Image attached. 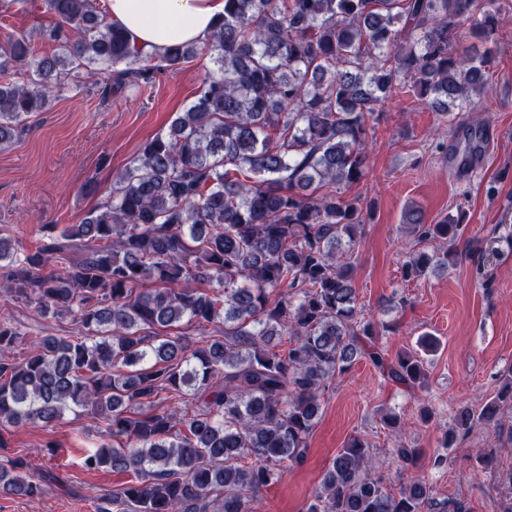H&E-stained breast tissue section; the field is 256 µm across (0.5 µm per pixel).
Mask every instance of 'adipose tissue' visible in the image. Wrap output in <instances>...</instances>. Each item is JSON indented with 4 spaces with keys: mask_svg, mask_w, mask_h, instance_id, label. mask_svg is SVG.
I'll return each mask as SVG.
<instances>
[{
    "mask_svg": "<svg viewBox=\"0 0 512 512\" xmlns=\"http://www.w3.org/2000/svg\"><path fill=\"white\" fill-rule=\"evenodd\" d=\"M114 23L148 52L204 41L224 12V0H106Z\"/></svg>",
    "mask_w": 512,
    "mask_h": 512,
    "instance_id": "obj_1",
    "label": "adipose tissue"
}]
</instances>
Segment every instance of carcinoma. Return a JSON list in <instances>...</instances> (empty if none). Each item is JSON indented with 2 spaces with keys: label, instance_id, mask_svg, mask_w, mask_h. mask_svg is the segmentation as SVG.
Returning <instances> with one entry per match:
<instances>
[{
  "label": "carcinoma",
  "instance_id": "carcinoma-1",
  "mask_svg": "<svg viewBox=\"0 0 512 512\" xmlns=\"http://www.w3.org/2000/svg\"><path fill=\"white\" fill-rule=\"evenodd\" d=\"M45 2L57 52L34 59L24 35L0 47V73L32 71L0 81V146L81 66L107 75L106 93L176 70L200 47L216 72L80 223L43 225L33 252L0 238L13 300L82 327L28 336L0 316V430L79 409L104 423L114 444L83 468L134 478L97 512H253L263 488L305 462L322 397L360 358L397 384L425 383L422 354L437 339L390 360L356 306L352 255L372 204L341 189L364 178L369 122L393 94L406 89L451 121L487 92L492 52L468 55L451 37L466 24L496 43L499 12L492 0H224L204 42L146 54L92 0ZM471 128L464 166L480 154L482 124ZM406 221L421 241L452 243L465 213L428 224L410 210ZM455 261L450 248L419 249L403 277ZM503 407L512 409V382L480 412L459 410L442 447ZM416 454L401 440L391 449L402 472ZM46 481L21 459L0 466L8 493L35 500ZM306 512L467 508L438 500L423 479L387 491L369 443L353 437Z\"/></svg>",
  "mask_w": 512,
  "mask_h": 512
}]
</instances>
